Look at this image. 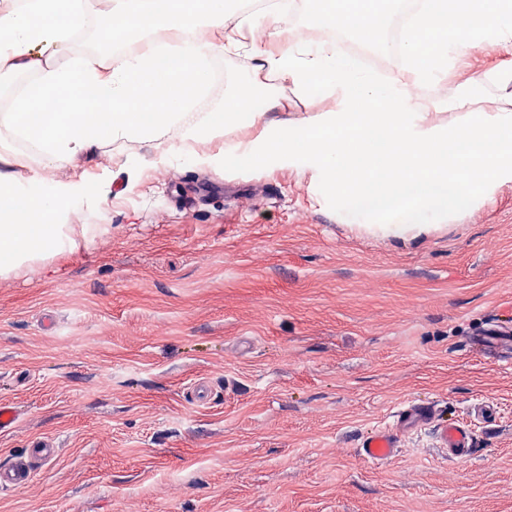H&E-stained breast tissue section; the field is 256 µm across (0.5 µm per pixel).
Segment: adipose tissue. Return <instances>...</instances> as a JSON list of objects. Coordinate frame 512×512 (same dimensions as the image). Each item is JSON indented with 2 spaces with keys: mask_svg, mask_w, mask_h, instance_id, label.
<instances>
[{
  "mask_svg": "<svg viewBox=\"0 0 512 512\" xmlns=\"http://www.w3.org/2000/svg\"><path fill=\"white\" fill-rule=\"evenodd\" d=\"M230 0H185L168 13L163 0H9L0 7V84L34 71L29 93L79 86L93 106L85 112L0 113V127L20 133L32 155L0 152V277L47 264L78 247L73 210L89 200L92 174L64 181L47 173L116 141H157L186 112L184 85L207 86L203 50L190 38L198 25L224 31L220 48L247 46L245 26L225 31ZM167 31V43L138 54H75L77 29L112 21ZM415 26L436 25L453 41L426 47L403 38L398 53L412 60L407 78L379 82L355 60L322 40L295 49L279 41L280 19L265 15L270 46L258 50L260 69L290 81L300 93L327 89L336 107L294 123L276 120L277 98L242 94L223 111L208 113L190 131L201 149L198 166L309 170L355 224H379L405 237L444 224L492 182L512 179V109L471 112L456 128L441 131L437 115L411 104V90L436 82L458 56L481 44L512 39V0H420ZM245 129L249 138L226 136Z\"/></svg>",
  "mask_w": 512,
  "mask_h": 512,
  "instance_id": "adipose-tissue-1",
  "label": "adipose tissue"
}]
</instances>
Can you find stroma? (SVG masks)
I'll use <instances>...</instances> for the list:
<instances>
[{
	"mask_svg": "<svg viewBox=\"0 0 512 512\" xmlns=\"http://www.w3.org/2000/svg\"><path fill=\"white\" fill-rule=\"evenodd\" d=\"M231 89L282 99L285 119L334 108L257 71L251 50L211 52ZM493 42L443 81L413 88L438 111L485 74L474 109L506 108ZM188 111L174 153L120 141L95 149L107 205H83L78 250L0 278V466L58 450L0 512H512V355L477 346L512 322V181L414 237L368 232L310 173L205 169ZM210 382V401L187 400ZM408 402L461 420L473 452L449 460L434 428L393 458L360 442Z\"/></svg>",
	"mask_w": 512,
	"mask_h": 512,
	"instance_id": "stroma-1",
	"label": "stroma"
}]
</instances>
